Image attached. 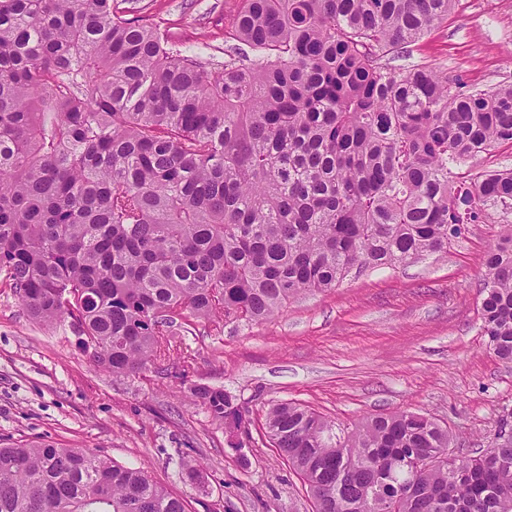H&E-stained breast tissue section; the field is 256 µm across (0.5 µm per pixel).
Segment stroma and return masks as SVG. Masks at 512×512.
Wrapping results in <instances>:
<instances>
[{
	"instance_id": "1",
	"label": "stroma",
	"mask_w": 512,
	"mask_h": 512,
	"mask_svg": "<svg viewBox=\"0 0 512 512\" xmlns=\"http://www.w3.org/2000/svg\"><path fill=\"white\" fill-rule=\"evenodd\" d=\"M141 15L220 61L234 0H136ZM394 66L433 65L470 89L512 85V0H459L448 19ZM512 209L489 205L445 251L367 267L336 288L290 299L263 322L183 319L186 355L115 377L85 353L70 324L32 320L0 274V444L82 448L185 499L187 512H314L301 477L271 445L270 402H290L347 433L368 417L408 410L446 426L459 457L492 447L512 422V363L480 330L486 252ZM196 385L242 406L235 451L223 424L193 403ZM201 475L177 466L179 452Z\"/></svg>"
}]
</instances>
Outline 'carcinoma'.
I'll return each instance as SVG.
<instances>
[{
  "instance_id": "1",
  "label": "carcinoma",
  "mask_w": 512,
  "mask_h": 512,
  "mask_svg": "<svg viewBox=\"0 0 512 512\" xmlns=\"http://www.w3.org/2000/svg\"><path fill=\"white\" fill-rule=\"evenodd\" d=\"M128 0H0V273L27 314L67 319L116 376L165 361L178 318L263 321L362 266L448 248L512 171L451 175L512 143V85L454 90L385 63L458 0H237L222 64ZM481 329L512 361V225L490 246ZM240 431L222 388L196 385ZM269 439L315 512H512V428L476 456L411 411L345 436L291 403ZM0 512H186L142 468L81 448L0 445Z\"/></svg>"
}]
</instances>
